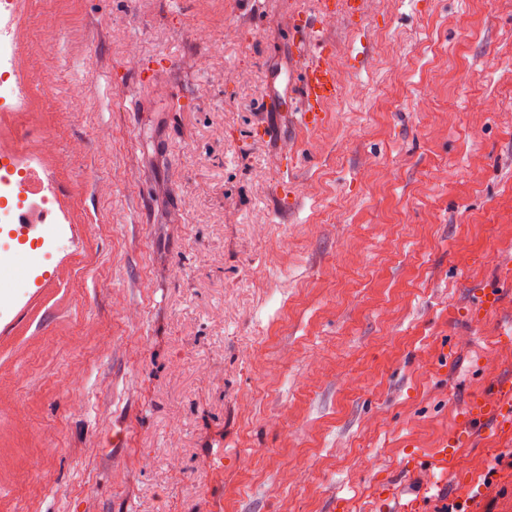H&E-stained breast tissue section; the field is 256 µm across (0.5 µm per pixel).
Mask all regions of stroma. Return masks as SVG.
I'll return each mask as SVG.
<instances>
[{
	"instance_id": "35a3bbf8",
	"label": "stroma",
	"mask_w": 512,
	"mask_h": 512,
	"mask_svg": "<svg viewBox=\"0 0 512 512\" xmlns=\"http://www.w3.org/2000/svg\"><path fill=\"white\" fill-rule=\"evenodd\" d=\"M321 10L343 87L298 131ZM14 29L0 149L75 244L0 327V512H512V434L459 430L512 383V0H21ZM20 46L14 38L0 43V112H23L26 107L14 97L18 85L17 61Z\"/></svg>"
}]
</instances>
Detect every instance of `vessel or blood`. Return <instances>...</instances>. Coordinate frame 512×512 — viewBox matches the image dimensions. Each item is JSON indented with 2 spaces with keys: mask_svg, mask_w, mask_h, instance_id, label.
Masks as SVG:
<instances>
[{
  "mask_svg": "<svg viewBox=\"0 0 512 512\" xmlns=\"http://www.w3.org/2000/svg\"><path fill=\"white\" fill-rule=\"evenodd\" d=\"M296 58L302 74V88L299 97L296 124L306 129L320 124L326 107L333 102L341 91V79L338 71L331 67L328 59L331 49L322 34L319 22L304 24L297 39ZM54 227L53 220L42 224H16L11 234L17 240L38 243L48 239ZM35 257L29 252H18L14 266L5 267L0 271V290L13 293L16 305H22L32 288H42L46 279L38 278L27 281L26 277H15V266L31 267ZM468 422H479L487 425L493 433L512 431V390L497 389L476 402L467 417Z\"/></svg>",
  "mask_w": 512,
  "mask_h": 512,
  "instance_id": "b4317fda",
  "label": "vessel or blood"
}]
</instances>
